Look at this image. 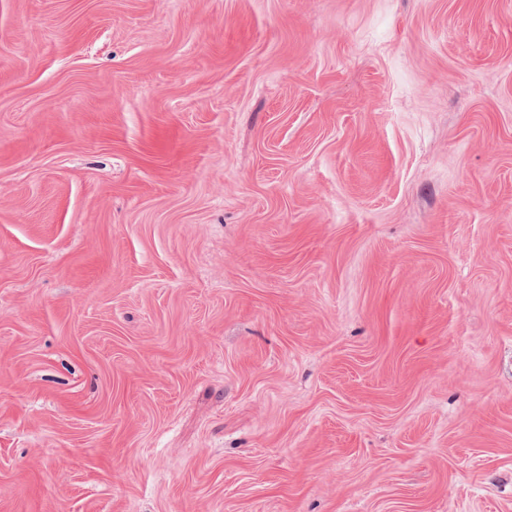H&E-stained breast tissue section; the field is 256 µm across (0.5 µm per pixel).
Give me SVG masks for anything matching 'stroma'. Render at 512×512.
Listing matches in <instances>:
<instances>
[{
    "mask_svg": "<svg viewBox=\"0 0 512 512\" xmlns=\"http://www.w3.org/2000/svg\"><path fill=\"white\" fill-rule=\"evenodd\" d=\"M0 512H512V0H0Z\"/></svg>",
    "mask_w": 512,
    "mask_h": 512,
    "instance_id": "1",
    "label": "stroma"
}]
</instances>
